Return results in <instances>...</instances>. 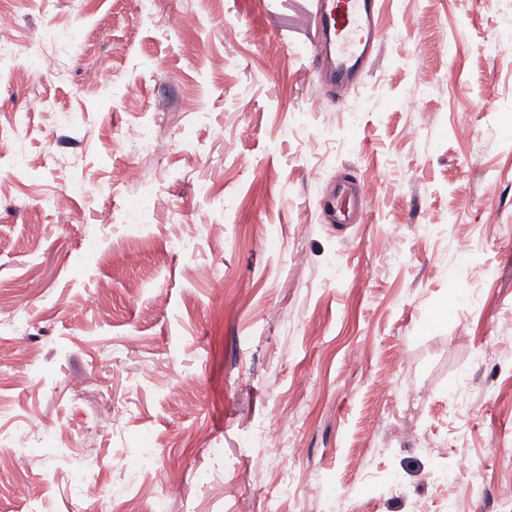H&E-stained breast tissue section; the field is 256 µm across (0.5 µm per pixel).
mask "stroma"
I'll list each match as a JSON object with an SVG mask.
<instances>
[{
	"instance_id": "stroma-1",
	"label": "stroma",
	"mask_w": 512,
	"mask_h": 512,
	"mask_svg": "<svg viewBox=\"0 0 512 512\" xmlns=\"http://www.w3.org/2000/svg\"><path fill=\"white\" fill-rule=\"evenodd\" d=\"M11 4L0 127L26 124L0 154V512L158 494L166 512H512V0H384L378 56L332 96L310 0ZM48 28L60 78L34 73ZM352 178L376 182L359 221L325 223ZM73 182L74 208H50ZM27 425L55 442L18 447Z\"/></svg>"
}]
</instances>
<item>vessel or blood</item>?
<instances>
[{"label": "vessel or blood", "mask_w": 512, "mask_h": 512, "mask_svg": "<svg viewBox=\"0 0 512 512\" xmlns=\"http://www.w3.org/2000/svg\"><path fill=\"white\" fill-rule=\"evenodd\" d=\"M379 0H312L317 34L311 40V58L329 86L353 84L371 64L380 41ZM366 189L337 193L323 207L338 222L363 199Z\"/></svg>", "instance_id": "1"}]
</instances>
